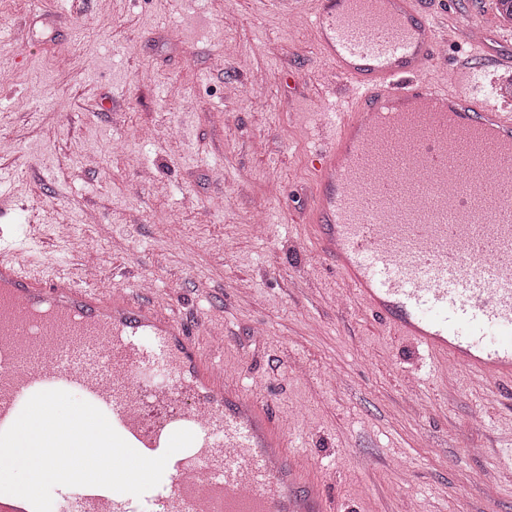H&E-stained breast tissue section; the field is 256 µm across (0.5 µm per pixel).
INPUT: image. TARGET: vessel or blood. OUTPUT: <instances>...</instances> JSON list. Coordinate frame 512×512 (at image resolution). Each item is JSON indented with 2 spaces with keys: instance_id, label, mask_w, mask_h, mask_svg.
<instances>
[{
  "instance_id": "vessel-or-blood-1",
  "label": "vessel or blood",
  "mask_w": 512,
  "mask_h": 512,
  "mask_svg": "<svg viewBox=\"0 0 512 512\" xmlns=\"http://www.w3.org/2000/svg\"><path fill=\"white\" fill-rule=\"evenodd\" d=\"M320 54L342 87L335 137L313 167L308 239L390 332L466 371L512 383V113L477 95L479 70L427 79L443 34L422 0H312ZM404 101L455 114L452 136L405 124ZM402 134L414 150L386 160ZM0 431L28 399L64 390L100 409L137 452L195 439L142 496L64 487L60 512H332L276 412L228 385L187 324L124 290L29 272L0 246ZM162 364L165 384L140 377Z\"/></svg>"
}]
</instances>
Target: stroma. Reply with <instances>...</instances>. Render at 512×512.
Returning <instances> with one entry per match:
<instances>
[{
    "mask_svg": "<svg viewBox=\"0 0 512 512\" xmlns=\"http://www.w3.org/2000/svg\"><path fill=\"white\" fill-rule=\"evenodd\" d=\"M428 8L512 55L498 0ZM330 73L266 0H0V235L221 331L332 512H512V385L389 333L307 238Z\"/></svg>",
    "mask_w": 512,
    "mask_h": 512,
    "instance_id": "1",
    "label": "stroma"
}]
</instances>
